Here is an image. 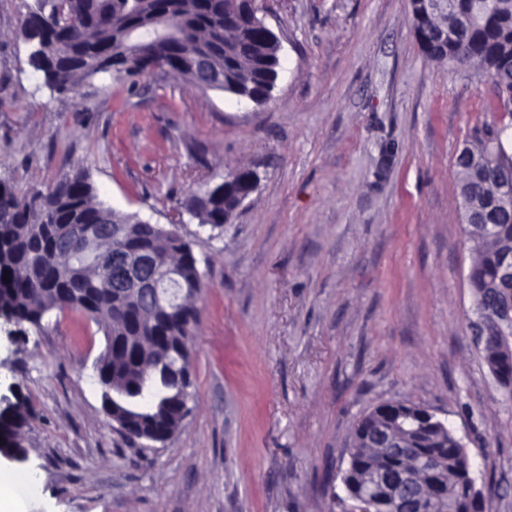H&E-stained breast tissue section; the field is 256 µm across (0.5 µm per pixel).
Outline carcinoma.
I'll return each mask as SVG.
<instances>
[{"mask_svg":"<svg viewBox=\"0 0 512 512\" xmlns=\"http://www.w3.org/2000/svg\"><path fill=\"white\" fill-rule=\"evenodd\" d=\"M248 12L243 0H38L22 22L24 38L36 45L29 64L44 77L51 90L77 97L81 87L98 74L108 73L122 83L149 70L134 51L137 39L153 43L160 20L175 29L172 59L157 64L175 79L193 81L190 64L201 52L216 51L224 67V85L217 91L256 106L267 104L279 76L278 49L262 27L249 26L229 13L232 6ZM436 62L482 70L492 79L499 101L512 119V5L504 0H482L472 11L471 0H448V49L424 46ZM512 122L483 124L473 130L470 148L486 155L480 170L457 163L460 191L486 197L493 181L489 175L512 169ZM239 207L237 195L226 191L215 196L207 191L193 197L189 211L207 215L218 211L230 221ZM118 222L135 216L107 209L97 200L87 177L77 172L47 185L32 197H20L0 183V309L16 323L41 324L51 311L85 312L101 325L105 349L96 371L102 387L103 409L112 416L116 407L127 414L123 434L130 442L152 430L163 438L173 436L190 412L192 379L173 370L181 360L191 365V336L198 323L196 299L202 275L192 242L174 229L157 230L144 224L135 238L114 240L98 255L145 247L153 249L160 264L179 258L181 284L190 296L173 320H150L139 304L113 293L111 271L104 261L84 267L89 248L78 243L61 247V229L67 224H96L104 215ZM479 263L470 271L469 288L474 314L480 315L483 288L493 278L499 252L512 246V219L498 223L494 239L468 235ZM9 279H3V275ZM387 415L381 407L359 418L350 435L353 455L347 476L358 485L364 469L398 474L406 455H426L440 461L443 495L426 500L421 512H471L463 464L466 455L452 435L436 426L425 427L412 437L405 455L381 457L372 447L370 429ZM27 414L17 408L3 418L5 435L17 440Z\"/></svg>","mask_w":512,"mask_h":512,"instance_id":"cac0c4a2","label":"carcinoma"}]
</instances>
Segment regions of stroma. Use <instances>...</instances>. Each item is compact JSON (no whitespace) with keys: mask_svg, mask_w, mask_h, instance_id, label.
I'll use <instances>...</instances> for the list:
<instances>
[{"mask_svg":"<svg viewBox=\"0 0 512 512\" xmlns=\"http://www.w3.org/2000/svg\"><path fill=\"white\" fill-rule=\"evenodd\" d=\"M0 0V183L84 172L114 210L191 240L203 275L191 412L168 441L102 409L100 325L0 318V410L25 405L23 512H329L351 429L386 401L446 417L492 512H512V396L470 327L456 161L499 118L488 75L428 61L410 0H268L281 69L266 106L163 71L53 94ZM256 190L228 224L186 217L238 166Z\"/></svg>","mask_w":512,"mask_h":512,"instance_id":"obj_1","label":"stroma"}]
</instances>
